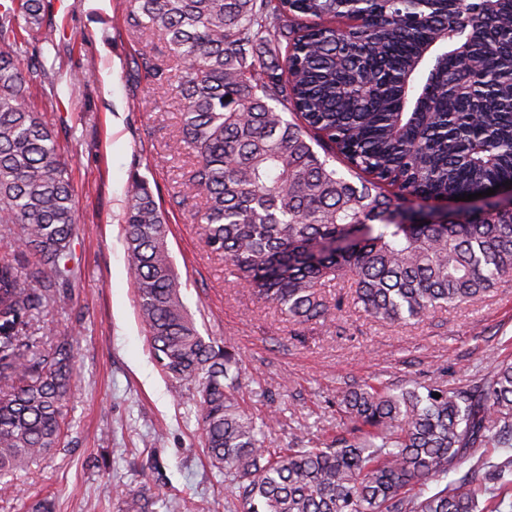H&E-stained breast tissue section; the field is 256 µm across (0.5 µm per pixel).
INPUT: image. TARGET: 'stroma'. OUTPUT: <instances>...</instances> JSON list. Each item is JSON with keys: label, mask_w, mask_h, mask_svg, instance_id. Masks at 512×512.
Instances as JSON below:
<instances>
[{"label": "stroma", "mask_w": 512, "mask_h": 512, "mask_svg": "<svg viewBox=\"0 0 512 512\" xmlns=\"http://www.w3.org/2000/svg\"><path fill=\"white\" fill-rule=\"evenodd\" d=\"M59 26L48 60L85 71V86L32 87L30 103L68 165L80 232L78 279L65 302H49L27 334L40 351L77 332L75 388L56 451L17 472L0 512H128V490L147 485L150 512H227L224 475L201 445L189 392H176L156 363L140 320L120 218L133 176L161 202L183 301L200 334L231 350L245 371L240 397L277 419L269 437L332 436L336 402L369 380L394 389L415 379L454 387L512 360V281L474 304L401 326L346 306L334 325L289 324L251 296L208 250L192 202L177 204L194 155L179 137L176 85L154 86L140 53L166 58L162 40L124 24L129 0H52Z\"/></svg>", "instance_id": "obj_1"}]
</instances>
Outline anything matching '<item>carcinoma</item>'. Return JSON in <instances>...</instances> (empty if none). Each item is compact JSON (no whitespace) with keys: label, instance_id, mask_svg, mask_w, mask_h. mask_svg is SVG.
Listing matches in <instances>:
<instances>
[{"label":"carcinoma","instance_id":"cac0c4a2","mask_svg":"<svg viewBox=\"0 0 512 512\" xmlns=\"http://www.w3.org/2000/svg\"><path fill=\"white\" fill-rule=\"evenodd\" d=\"M128 25L162 39L168 59L140 55L157 86L178 83L180 134L196 163L182 199L202 200L210 252L292 324L336 319L352 302L390 323L422 322L512 280V211L405 223L400 213L512 181V0H132ZM50 0H0V223L18 224L0 257V493L6 477L57 447L79 351L75 333L44 355L23 330L46 292L63 301L79 233L68 168L27 102L50 78ZM467 59L446 55L459 33ZM433 44L440 79L402 77ZM30 54L28 73L19 59ZM370 77L376 90L352 93ZM464 85L465 95L453 92ZM231 99H226V96ZM480 147L494 156L482 162ZM127 261L161 370L191 392L203 447L240 512H503L512 456L492 471L433 488L488 448H512V364L454 388L411 381L346 389L343 427L323 445L295 434L271 447L272 422L240 402L235 354L205 340L182 299L165 211L146 180L126 187ZM440 397H434V394Z\"/></svg>","mask_w":512,"mask_h":512}]
</instances>
